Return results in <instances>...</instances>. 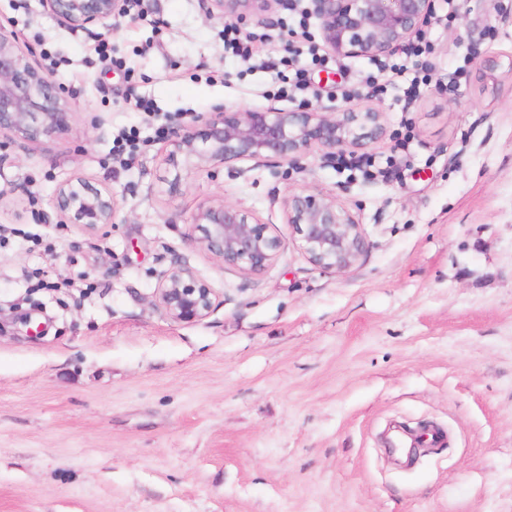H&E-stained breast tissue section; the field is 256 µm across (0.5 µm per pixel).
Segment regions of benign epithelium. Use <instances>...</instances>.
<instances>
[{"instance_id": "benign-epithelium-1", "label": "benign epithelium", "mask_w": 512, "mask_h": 512, "mask_svg": "<svg viewBox=\"0 0 512 512\" xmlns=\"http://www.w3.org/2000/svg\"><path fill=\"white\" fill-rule=\"evenodd\" d=\"M238 21L263 15L279 0H211ZM45 9L70 27H112L124 15L123 0H42ZM325 49L337 56L374 59L392 55L419 35L436 15L435 0H310ZM69 102L41 69L0 28V131L37 141L68 128ZM387 134L378 108L320 106L247 111L217 107L176 129L166 161L173 168L202 169L213 163L250 160L294 165L316 149L356 153ZM54 204L66 222L90 236L115 223L120 203L108 191L76 177L61 184ZM291 238L307 261L330 274L356 266L369 248L359 217L334 194L293 188L282 199ZM191 241L224 268L244 277L263 274L278 259L282 240L273 225L250 209L223 199L201 207L191 220ZM218 291L187 262L177 259L160 271L152 306L177 323H194L215 310Z\"/></svg>"}]
</instances>
